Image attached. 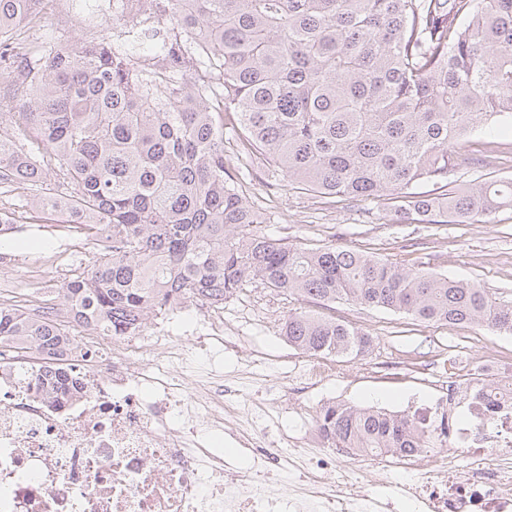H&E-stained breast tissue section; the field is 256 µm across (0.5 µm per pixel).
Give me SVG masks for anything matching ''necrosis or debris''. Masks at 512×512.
I'll use <instances>...</instances> for the list:
<instances>
[{
  "label": "necrosis or debris",
  "mask_w": 512,
  "mask_h": 512,
  "mask_svg": "<svg viewBox=\"0 0 512 512\" xmlns=\"http://www.w3.org/2000/svg\"><path fill=\"white\" fill-rule=\"evenodd\" d=\"M193 312L199 349L224 343L220 304L176 303ZM186 354L162 334L115 333L61 345L43 359L0 356V512H375L378 500L336 495V452L295 451L287 492L274 490L277 442L239 444L247 468L231 465L214 438L226 414L256 422L245 404L227 407L206 378L184 389L173 374ZM65 374L57 393L46 376ZM492 415L488 425L479 418ZM465 452L467 472L428 465L404 487L424 512H512V395L493 406L469 401L449 429L445 458Z\"/></svg>",
  "instance_id": "1"
}]
</instances>
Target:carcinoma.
Wrapping results in <instances>:
<instances>
[{
  "instance_id": "obj_1",
  "label": "carcinoma",
  "mask_w": 512,
  "mask_h": 512,
  "mask_svg": "<svg viewBox=\"0 0 512 512\" xmlns=\"http://www.w3.org/2000/svg\"><path fill=\"white\" fill-rule=\"evenodd\" d=\"M35 0H0V73L28 88L20 111L0 97V184L52 176L60 193L33 207L99 242L52 315L0 303V345L48 352L72 336L134 332L175 300L225 302L253 284L291 299L345 301L426 324L469 322L512 335V301L473 283L352 247H302L269 235L225 165L233 147L272 176L324 198L394 200L412 222L465 224L512 206V181H475L437 196L468 160L467 134L512 120V0H166L170 28L210 55L146 29L170 68L223 82L167 91L132 53L103 40L28 64L16 34ZM304 353L359 357L374 338L300 308L282 328ZM329 448L411 457L444 447L445 420L326 403Z\"/></svg>"
}]
</instances>
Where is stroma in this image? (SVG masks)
I'll return each instance as SVG.
<instances>
[{"label": "stroma", "mask_w": 512, "mask_h": 512, "mask_svg": "<svg viewBox=\"0 0 512 512\" xmlns=\"http://www.w3.org/2000/svg\"><path fill=\"white\" fill-rule=\"evenodd\" d=\"M126 28L123 16L113 15L112 0H100L99 6L90 8L76 4L67 15L48 0L39 24L27 31L24 46L34 60L47 49L93 39L122 51ZM471 140V158L449 173L451 186L482 175L512 179V129L501 128L493 138L476 133ZM225 159L244 194L270 216L266 230L273 237L405 259L512 299V207L470 224L409 223L392 203L329 200L282 184L272 186L260 163L230 151ZM56 190L50 179L29 189L0 185V212L14 213L16 224L14 232L0 236V303L25 300L36 306L52 300L71 274L87 268L94 258L93 253L69 247L73 231L68 224L45 220L29 206L34 196ZM289 307L283 295L249 286L224 304V333L236 338L237 346L207 352L189 349L190 369L182 375L189 382L213 368L222 372L225 389L238 393L241 402L263 403L260 436L287 449L304 441L322 447L316 414L325 403L434 412L447 406L449 382L478 388L475 375L485 355L499 360L500 372L512 371V335L475 324L429 326L384 309L341 301L317 308V315L358 327L375 338L376 346L365 356L329 359L316 383L304 385L301 374L311 357L288 345L281 333ZM424 465L421 455L405 466L395 458L372 465L360 457L342 456L336 466L346 477L338 488L392 503L396 512H417V504L404 497L402 488L419 477Z\"/></svg>", "instance_id": "obj_1"}]
</instances>
